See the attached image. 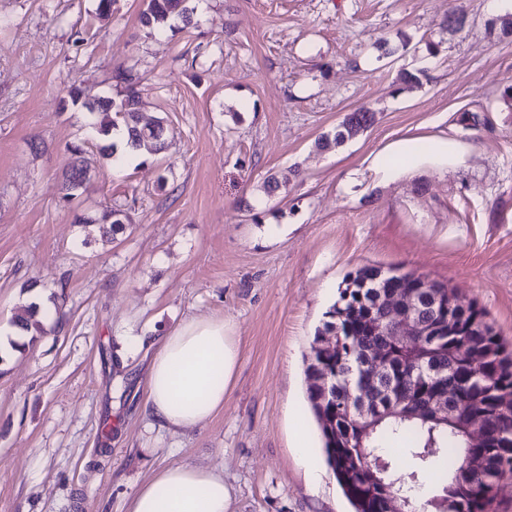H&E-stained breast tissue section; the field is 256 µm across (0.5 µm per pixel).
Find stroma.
<instances>
[{"label":"stroma","instance_id":"35a3bbf8","mask_svg":"<svg viewBox=\"0 0 512 512\" xmlns=\"http://www.w3.org/2000/svg\"><path fill=\"white\" fill-rule=\"evenodd\" d=\"M203 2L191 25L154 34L143 0H112L105 16L98 0H0V327L32 291L53 309L44 334L0 360V512H126L174 464L223 472L231 512H353L330 468L311 486L291 433L309 408L315 333L367 265L456 289L512 343L504 13L491 0ZM461 11L466 27L446 30ZM396 33L408 47L381 56L376 37ZM121 64L142 78L144 120L164 119L170 138L119 167L100 157L84 104L116 94ZM362 105L372 124L320 150ZM408 134L472 152L443 175L344 192L349 169ZM72 145L92 170L68 200ZM270 173L271 197L259 189ZM112 207L132 219L116 237L76 221ZM191 318L224 319L241 359L221 413L171 428L145 414V379L157 339Z\"/></svg>","mask_w":512,"mask_h":512}]
</instances>
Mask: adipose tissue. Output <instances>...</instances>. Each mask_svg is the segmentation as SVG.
Returning <instances> with one entry per match:
<instances>
[{
	"mask_svg": "<svg viewBox=\"0 0 512 512\" xmlns=\"http://www.w3.org/2000/svg\"><path fill=\"white\" fill-rule=\"evenodd\" d=\"M470 151L446 135L403 136L349 170L344 184L352 189L368 178L379 187L419 171L441 175L463 165ZM240 357L236 337L220 319L194 318L161 336L145 381V412L176 428L214 417L224 408ZM231 503L223 473L178 464L156 470L127 512H230Z\"/></svg>",
	"mask_w": 512,
	"mask_h": 512,
	"instance_id": "obj_1",
	"label": "adipose tissue"
}]
</instances>
